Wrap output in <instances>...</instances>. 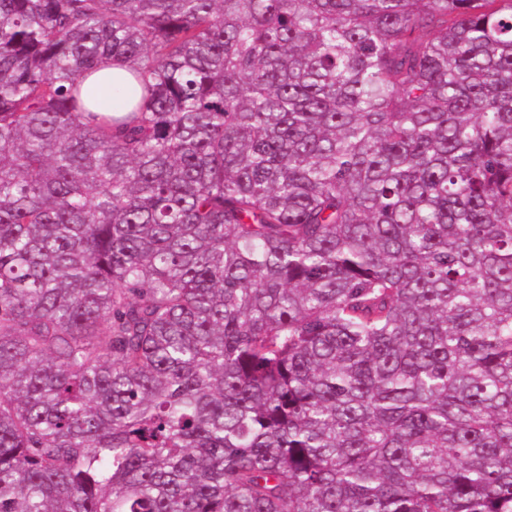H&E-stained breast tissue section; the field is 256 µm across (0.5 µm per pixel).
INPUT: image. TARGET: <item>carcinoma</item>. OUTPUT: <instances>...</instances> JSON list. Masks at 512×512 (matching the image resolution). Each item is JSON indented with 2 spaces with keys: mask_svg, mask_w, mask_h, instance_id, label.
<instances>
[{
  "mask_svg": "<svg viewBox=\"0 0 512 512\" xmlns=\"http://www.w3.org/2000/svg\"><path fill=\"white\" fill-rule=\"evenodd\" d=\"M0 512H512V0H0ZM131 76L125 67L113 64L111 59L103 60L95 71V74L89 79L96 85L106 86L111 81L130 80Z\"/></svg>",
  "mask_w": 512,
  "mask_h": 512,
  "instance_id": "obj_1",
  "label": "carcinoma"
}]
</instances>
